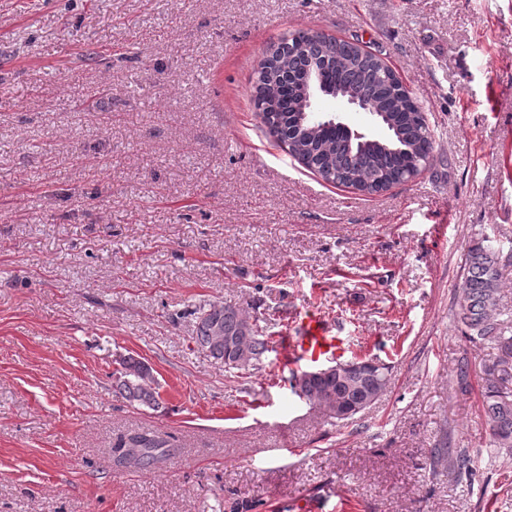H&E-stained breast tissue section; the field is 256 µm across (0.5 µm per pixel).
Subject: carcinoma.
I'll list each match as a JSON object with an SVG mask.
<instances>
[{
    "label": "carcinoma",
    "mask_w": 512,
    "mask_h": 512,
    "mask_svg": "<svg viewBox=\"0 0 512 512\" xmlns=\"http://www.w3.org/2000/svg\"><path fill=\"white\" fill-rule=\"evenodd\" d=\"M317 82L330 96L368 94L367 102L386 133L381 137L348 138L341 127L306 111V89ZM253 104L277 147L305 169L334 185L373 194L387 184H400L430 166L434 133L425 112L402 84L395 70L376 54L350 41L330 38L315 42L313 35L296 31L272 44L256 73ZM464 281L456 317L469 339L486 341L497 350L484 365L483 409L489 433L498 448L512 451V334L502 327L497 312L501 285L500 250L491 238L471 246L463 265ZM193 340L224 366L258 370L273 351L272 336L258 320L232 304H214L196 317ZM353 358L342 375L321 377L303 371L293 375L294 393L321 409L334 423L349 421L376 401L388 385L387 368L368 366ZM115 392L131 405H159L151 367L128 356L114 378ZM351 411L336 417V402ZM168 435L135 431L116 436L115 462L133 470H148L170 455ZM437 461L470 471V456L457 448H435Z\"/></svg>",
    "instance_id": "1"
}]
</instances>
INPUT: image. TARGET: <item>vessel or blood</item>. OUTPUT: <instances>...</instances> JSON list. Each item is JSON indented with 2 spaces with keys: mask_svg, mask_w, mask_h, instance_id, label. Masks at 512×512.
Returning <instances> with one entry per match:
<instances>
[{
  "mask_svg": "<svg viewBox=\"0 0 512 512\" xmlns=\"http://www.w3.org/2000/svg\"><path fill=\"white\" fill-rule=\"evenodd\" d=\"M351 351L335 321L314 309L293 315L288 334L279 339V362L291 370L319 367L343 361Z\"/></svg>",
  "mask_w": 512,
  "mask_h": 512,
  "instance_id": "vessel-or-blood-1",
  "label": "vessel or blood"
}]
</instances>
